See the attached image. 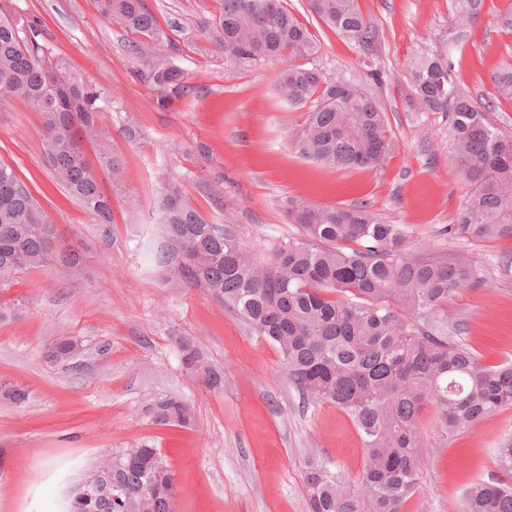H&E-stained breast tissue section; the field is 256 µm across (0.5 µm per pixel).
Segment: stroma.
<instances>
[{
	"label": "stroma",
	"mask_w": 512,
	"mask_h": 512,
	"mask_svg": "<svg viewBox=\"0 0 512 512\" xmlns=\"http://www.w3.org/2000/svg\"><path fill=\"white\" fill-rule=\"evenodd\" d=\"M15 3L22 16L41 20L52 55L111 100L100 120L121 159L122 185L100 173L113 221L96 223L55 181L39 113L22 100L0 101V161L33 184L82 257L77 273L46 266L0 289V301L12 306L0 321V386L30 393L21 406L0 397V512H65L70 491L107 454L145 441L160 448L173 474L175 512H307L308 462L324 460L350 476L365 465L341 408L305 403L275 346L223 302L177 280L159 224L164 181L261 260L298 236L285 215L292 202L364 203L381 222L402 225L407 249L469 256L483 279L448 307L455 339L485 365L512 360V239L447 235L473 185L456 165L447 115L414 103L406 70L411 58L447 47L458 89L512 135V99L495 83L512 65V0H481L472 19L455 0H357L378 33L371 48L329 28L307 0H283L319 47L295 61L349 80L386 113L391 149L382 166L339 171L298 150L308 109L276 95L279 72L294 60L238 68L206 39L217 0H146L161 30L157 52L184 71L189 87L165 110L156 91L132 77V35L110 25L97 0ZM374 68L382 82L370 79ZM70 337L81 344L79 356L48 359V347ZM183 338L223 372V387L209 388L184 368ZM169 396L190 405V425L153 422L149 406ZM419 428L429 465L406 512H464L470 484L501 476L494 454L512 435V407L454 436L429 407Z\"/></svg>",
	"instance_id": "1"
}]
</instances>
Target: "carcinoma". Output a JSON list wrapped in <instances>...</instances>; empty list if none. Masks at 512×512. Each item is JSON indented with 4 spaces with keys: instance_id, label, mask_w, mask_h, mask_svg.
I'll return each mask as SVG.
<instances>
[{
    "instance_id": "carcinoma-1",
    "label": "carcinoma",
    "mask_w": 512,
    "mask_h": 512,
    "mask_svg": "<svg viewBox=\"0 0 512 512\" xmlns=\"http://www.w3.org/2000/svg\"><path fill=\"white\" fill-rule=\"evenodd\" d=\"M204 33L236 67L274 58L311 55L316 42L281 0H218ZM112 25L137 37L132 45L137 81L160 92L156 102L187 93L184 73L158 57L160 28L145 0H99ZM311 10L336 32L374 45L377 33L356 0H310ZM414 101L427 112H446L456 161L473 182L458 223L459 238H512V137L456 88L448 53L408 64ZM279 98L292 107L316 100L298 136L301 152L332 169L377 168L390 144L385 113L366 92L338 98L333 81L316 68L288 66L277 79ZM23 99L42 117L45 154L57 179L93 220L111 223V200L92 169L85 144L99 147V165L120 182L119 158L108 153L109 130L99 121L105 98L93 84L52 58L42 24L16 20L12 0H0V101ZM161 221L188 288H202L231 307L252 332L278 350L288 378L313 404L333 403L352 420L366 455L349 477L325 462L307 466L308 512H404L419 491L426 458L419 431L425 406L435 408L449 435L512 406V361L490 367L440 329L448 304L481 282L482 270L464 254L407 251L399 224H384L366 205L321 206L296 202L288 222L301 229L261 261L222 224H210L180 192L160 188ZM59 236L13 166L0 162V280L61 262L77 264L72 249L51 252ZM184 365L205 375L211 388L223 374L188 341ZM78 341L53 343L49 357L69 361ZM161 425H186L188 404L161 399L150 407ZM112 478L129 489L118 500L75 491L66 512H172L173 476L160 449L142 443L101 461L85 483ZM504 478L475 482L464 493L466 512H512V437L495 450ZM148 484L153 493L135 489Z\"/></svg>"
}]
</instances>
